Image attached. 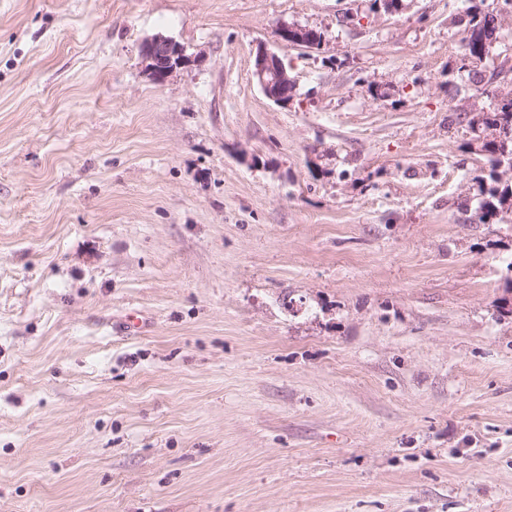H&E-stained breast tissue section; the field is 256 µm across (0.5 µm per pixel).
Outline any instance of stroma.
Instances as JSON below:
<instances>
[{
	"label": "stroma",
	"instance_id": "obj_1",
	"mask_svg": "<svg viewBox=\"0 0 512 512\" xmlns=\"http://www.w3.org/2000/svg\"><path fill=\"white\" fill-rule=\"evenodd\" d=\"M492 11L486 72L502 0H0V512H512ZM465 21L464 37L466 49L468 51V60L472 67V80L478 82V76L482 71L476 69L477 64L482 61L484 55L488 53L492 41L495 39L497 28V16L492 12L467 14ZM494 24V25H492ZM315 31L301 27L295 24L280 22L277 26V35L282 47L288 46H308L310 48L321 44V36L317 41L314 39ZM141 55L145 62V72L157 83L163 82L189 62L184 48L164 35H156L145 41ZM253 76L269 100L280 105L292 100L295 81L277 53L260 48L254 62ZM511 95V90L504 93L493 112H475L473 117L464 118L476 141L481 142V150L489 153L493 173L501 166L512 170V99L507 100ZM474 180L479 185L481 194L488 193V198L482 200L476 208V217L480 223H486V221L499 213H510L512 212V185H507L502 190L498 188H491L486 192L484 188V177L482 175H476Z\"/></svg>",
	"mask_w": 512,
	"mask_h": 512
}]
</instances>
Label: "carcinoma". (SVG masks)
<instances>
[{"label":"carcinoma","instance_id":"obj_1","mask_svg":"<svg viewBox=\"0 0 512 512\" xmlns=\"http://www.w3.org/2000/svg\"><path fill=\"white\" fill-rule=\"evenodd\" d=\"M497 16L491 12L472 13L465 21L464 37L468 60H470L472 77L481 75L476 69L484 55L488 53L496 34ZM467 125L474 134L481 148L489 153L488 163L492 170L500 168L512 170V99L499 101L497 108L490 112H478L467 119ZM474 180L481 193L488 198L481 201L476 208V217L481 223L499 213L512 212V186L501 190L484 188V177L477 175Z\"/></svg>","mask_w":512,"mask_h":512}]
</instances>
